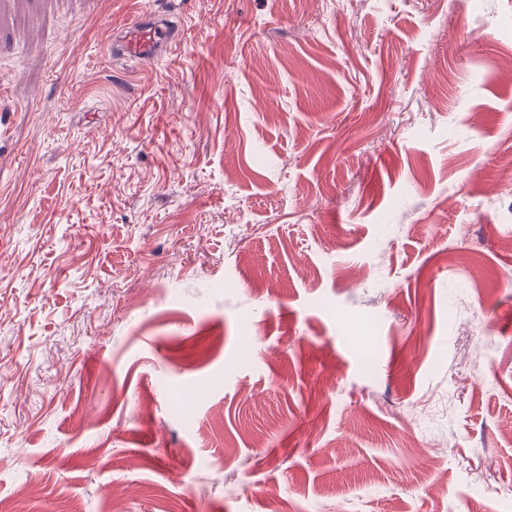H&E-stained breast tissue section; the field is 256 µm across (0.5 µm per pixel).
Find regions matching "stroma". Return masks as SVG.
I'll use <instances>...</instances> for the list:
<instances>
[{
    "label": "stroma",
    "mask_w": 512,
    "mask_h": 512,
    "mask_svg": "<svg viewBox=\"0 0 512 512\" xmlns=\"http://www.w3.org/2000/svg\"><path fill=\"white\" fill-rule=\"evenodd\" d=\"M0 0V501L512 512V0ZM177 41L178 34L166 19L148 9L137 8L119 51L123 57L154 62L163 50L172 49Z\"/></svg>",
    "instance_id": "35a3bbf8"
}]
</instances>
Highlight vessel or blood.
<instances>
[{
    "label": "vessel or blood",
    "mask_w": 512,
    "mask_h": 512,
    "mask_svg": "<svg viewBox=\"0 0 512 512\" xmlns=\"http://www.w3.org/2000/svg\"><path fill=\"white\" fill-rule=\"evenodd\" d=\"M178 35L166 19L155 12L136 9L129 23L119 51L122 56L152 62L160 53L176 45Z\"/></svg>",
    "instance_id": "b4317fda"
}]
</instances>
